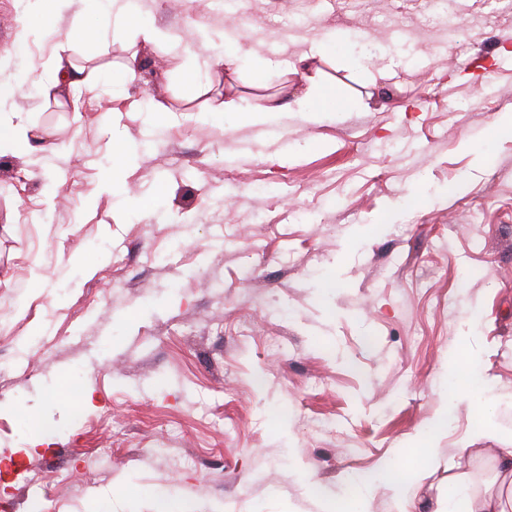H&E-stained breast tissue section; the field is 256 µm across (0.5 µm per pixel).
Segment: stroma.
Returning <instances> with one entry per match:
<instances>
[{
	"mask_svg": "<svg viewBox=\"0 0 512 512\" xmlns=\"http://www.w3.org/2000/svg\"><path fill=\"white\" fill-rule=\"evenodd\" d=\"M168 37L143 78L71 111L43 66L92 0L47 21L0 0V84L34 33L11 106L50 166L0 156V512H397L461 447L476 487L512 448V9L448 0H129ZM231 67L203 69L225 44ZM347 99L300 95L313 43ZM278 68L265 84L254 62ZM200 64L194 89L183 69ZM234 99L233 107L218 104ZM133 149L116 187L110 138ZM475 394L456 397L477 378ZM40 415L32 444L27 416ZM176 449L173 457L159 448ZM112 466L84 472L100 451ZM336 88L326 86L323 88H310L303 96L296 98L292 103L277 101V104L266 105L248 112H256L251 116L255 122H263L269 112H284L291 105L297 106V112H325L336 107Z\"/></svg>",
	"mask_w": 512,
	"mask_h": 512,
	"instance_id": "35a3bbf8",
	"label": "stroma"
}]
</instances>
